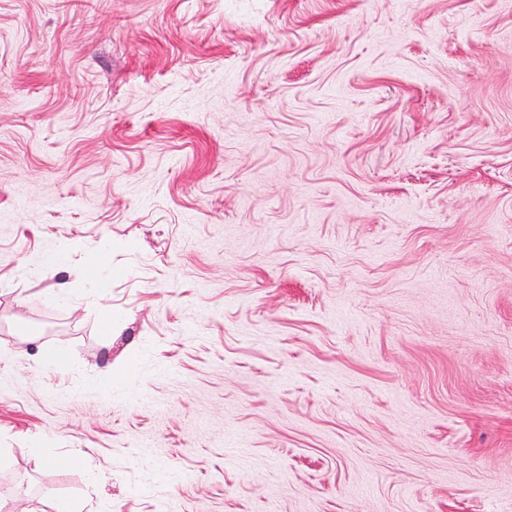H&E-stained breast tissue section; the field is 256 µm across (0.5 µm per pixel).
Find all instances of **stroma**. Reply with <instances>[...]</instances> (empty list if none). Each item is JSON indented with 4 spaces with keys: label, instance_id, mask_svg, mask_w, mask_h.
<instances>
[{
    "label": "stroma",
    "instance_id": "stroma-1",
    "mask_svg": "<svg viewBox=\"0 0 512 512\" xmlns=\"http://www.w3.org/2000/svg\"><path fill=\"white\" fill-rule=\"evenodd\" d=\"M0 499L512 512V0H0Z\"/></svg>",
    "mask_w": 512,
    "mask_h": 512
}]
</instances>
